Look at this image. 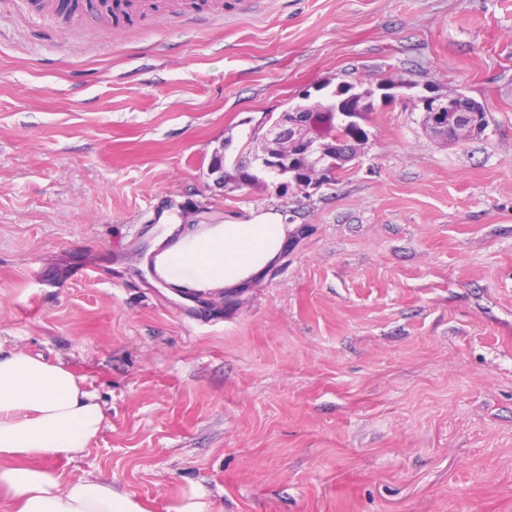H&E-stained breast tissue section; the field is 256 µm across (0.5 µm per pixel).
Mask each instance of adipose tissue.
I'll list each match as a JSON object with an SVG mask.
<instances>
[{
	"label": "adipose tissue",
	"instance_id": "obj_1",
	"mask_svg": "<svg viewBox=\"0 0 512 512\" xmlns=\"http://www.w3.org/2000/svg\"><path fill=\"white\" fill-rule=\"evenodd\" d=\"M165 230L151 250L155 282L176 298H217L256 281L281 260L292 225L266 211L247 220L184 224ZM106 423L85 376L0 342V506L6 512H144L102 476H71L54 461L73 459Z\"/></svg>",
	"mask_w": 512,
	"mask_h": 512
}]
</instances>
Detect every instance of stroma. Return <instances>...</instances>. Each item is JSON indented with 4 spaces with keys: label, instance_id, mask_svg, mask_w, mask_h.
<instances>
[{
    "label": "stroma",
    "instance_id": "obj_1",
    "mask_svg": "<svg viewBox=\"0 0 512 512\" xmlns=\"http://www.w3.org/2000/svg\"><path fill=\"white\" fill-rule=\"evenodd\" d=\"M0 0V341L87 376L70 475L146 512H512V0H146L125 23ZM390 82L335 184L217 185L302 94ZM488 126L454 146L418 97ZM262 211L272 272L177 299L162 213ZM418 101L422 105V109L425 113L431 112L433 114V118H438L439 120L443 119L442 113L446 112V110L448 111V106L450 104L454 105L456 112H471L473 115L479 114L480 116L478 118H473L472 123V125L477 127L473 126L466 137L474 134V136H479L484 133L487 128V120L484 123L482 122L483 119L487 116V113L479 112L473 105L472 99L464 92L456 90L455 94H448L446 96H423L419 98ZM454 115L455 112H446L443 123H445V121L448 119L449 124ZM476 122H478L477 125H475Z\"/></svg>",
    "mask_w": 512,
    "mask_h": 512
}]
</instances>
